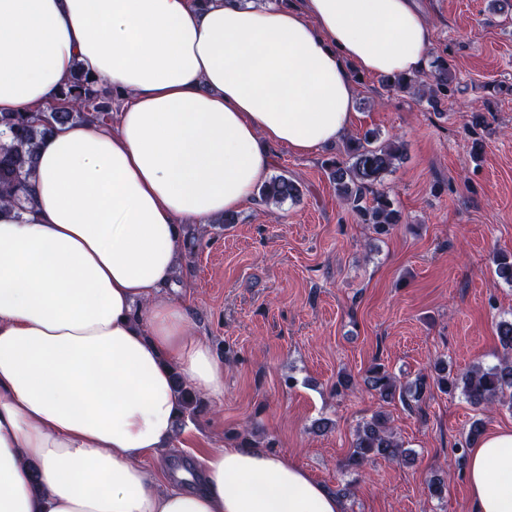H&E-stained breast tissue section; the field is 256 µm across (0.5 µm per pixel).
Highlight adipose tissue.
<instances>
[{"label":"adipose tissue","mask_w":512,"mask_h":512,"mask_svg":"<svg viewBox=\"0 0 512 512\" xmlns=\"http://www.w3.org/2000/svg\"><path fill=\"white\" fill-rule=\"evenodd\" d=\"M416 0H0V112H41L74 66L117 123L41 140L27 212L0 206V512H344L283 456L232 443L198 485L158 481L175 382L219 400L224 363L168 294L181 226L254 199L273 147L351 127L352 70H426ZM472 512H512V430L472 449Z\"/></svg>","instance_id":"adipose-tissue-1"}]
</instances>
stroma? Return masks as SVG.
I'll use <instances>...</instances> for the list:
<instances>
[{"label": "stroma", "instance_id": "35a3bbf8", "mask_svg": "<svg viewBox=\"0 0 512 512\" xmlns=\"http://www.w3.org/2000/svg\"><path fill=\"white\" fill-rule=\"evenodd\" d=\"M433 53H448L462 91L428 107L366 74L354 80L349 137H400L403 152L381 187L402 221L376 236L336 198L322 167L342 143L301 157L275 150L272 174L292 178L300 201L246 205L233 224L198 225L173 291L191 328L224 362L223 401L204 400L165 470L243 440L282 455L343 494L346 512H471L464 453L473 421L485 434L512 428V407L471 406L460 392L428 389L414 408L379 401L364 378L381 363L414 381L436 359L454 372L491 366L500 322L512 321V283L494 252L512 253V8L499 0H419ZM502 86L491 94L492 86ZM492 129L473 155L472 113ZM349 375L350 387L339 386ZM385 412L411 452L346 468L357 424ZM329 426L319 432L320 419ZM440 479L442 496L428 490Z\"/></svg>", "mask_w": 512, "mask_h": 512}]
</instances>
